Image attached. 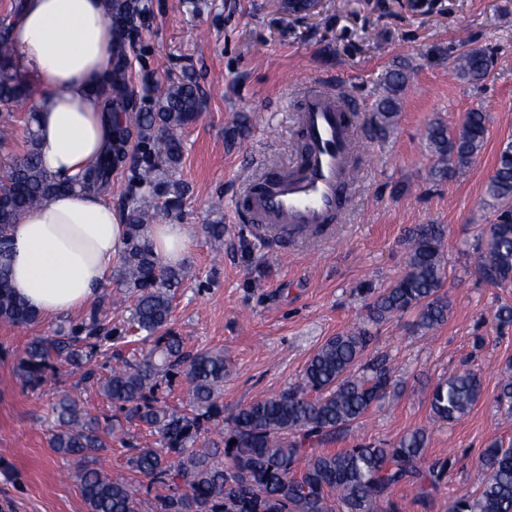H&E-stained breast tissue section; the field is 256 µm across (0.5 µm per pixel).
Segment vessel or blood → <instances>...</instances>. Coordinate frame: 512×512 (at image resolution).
Segmentation results:
<instances>
[{
    "label": "vessel or blood",
    "mask_w": 512,
    "mask_h": 512,
    "mask_svg": "<svg viewBox=\"0 0 512 512\" xmlns=\"http://www.w3.org/2000/svg\"><path fill=\"white\" fill-rule=\"evenodd\" d=\"M351 103L313 89L297 113L303 150L294 166L261 171L235 205L239 222L285 237L312 231L342 217L359 168Z\"/></svg>",
    "instance_id": "1"
}]
</instances>
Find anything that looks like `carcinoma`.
Instances as JSON below:
<instances>
[{"label": "carcinoma", "instance_id": "carcinoma-1", "mask_svg": "<svg viewBox=\"0 0 512 512\" xmlns=\"http://www.w3.org/2000/svg\"><path fill=\"white\" fill-rule=\"evenodd\" d=\"M456 67L463 78L479 81L488 73L489 59L485 52L469 49L456 58ZM407 79L403 69L387 76L385 94L367 120L373 135L384 134L396 121L398 94ZM126 85L120 60L109 78L108 111H134ZM28 92L15 70L8 33L0 32V101H19ZM200 107L197 86L182 80L159 86L155 111L135 117L142 142L160 136L165 144L161 154L143 149L134 169V178L146 190L132 199L119 273L136 295L130 332L137 334V342L149 345L148 350L109 364L112 324L95 306L53 336L32 337L16 364L24 386L32 390L51 374L78 372L125 413V421L103 426L66 392L51 405V448L76 464L74 477L87 512H141V494L153 488L159 493L150 504L151 512H376L378 501L403 481H411L421 496L438 491L448 463L437 462L427 472L420 471L428 442L423 428L381 446L336 451L326 445L394 392L388 358L363 362L373 340L371 327L407 312L416 313L421 332L448 320L450 304L442 292L447 279L444 226L417 224L408 229L403 275L386 288L368 289L362 322L329 337L308 361L298 385L242 406L226 419L224 351L187 352L182 339L169 329L182 273L162 265L146 235L159 210L158 172L179 164V131L197 118ZM27 122V149L6 165L0 180V257L6 251L8 229L26 210L61 189L108 185L112 172L128 158L130 133L119 122L112 143L82 180L52 178L42 169L37 153V113H29ZM486 133V114L479 111L466 113L452 131L440 121L432 123L428 140L433 179L446 180L472 164ZM486 194L496 216L478 244L477 271L488 284L506 288L512 285V141L500 148ZM35 321V314L13 295L8 265L0 260V322L23 326ZM170 375L186 380L187 412L157 398L159 380ZM481 395L475 372L452 374L434 386L429 401L432 418L441 423L457 421ZM132 424L150 429L159 437V447L133 445ZM114 439L129 453L116 472L108 474L93 463ZM481 465L485 479L479 491L455 498L446 512H512V444L491 443Z\"/></svg>", "mask_w": 512, "mask_h": 512}]
</instances>
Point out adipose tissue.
Wrapping results in <instances>:
<instances>
[{"mask_svg": "<svg viewBox=\"0 0 512 512\" xmlns=\"http://www.w3.org/2000/svg\"><path fill=\"white\" fill-rule=\"evenodd\" d=\"M110 10L111 0H24L11 23L19 78L45 89L36 102L37 139L51 176L82 177L112 139L115 116L100 94L121 45ZM104 196L101 189L60 193L11 226L10 284L37 315L88 308L108 283L127 227ZM146 234L164 264L184 261L185 225L152 224Z\"/></svg>", "mask_w": 512, "mask_h": 512, "instance_id": "adipose-tissue-1", "label": "adipose tissue"}]
</instances>
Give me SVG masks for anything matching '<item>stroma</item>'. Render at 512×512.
Segmentation results:
<instances>
[{
	"label": "stroma",
	"instance_id": "1",
	"mask_svg": "<svg viewBox=\"0 0 512 512\" xmlns=\"http://www.w3.org/2000/svg\"><path fill=\"white\" fill-rule=\"evenodd\" d=\"M139 5L126 39L137 111L154 110L158 82L189 76L202 90L196 120L180 132L181 161L166 174L182 194L156 221L190 229L170 328L188 351L223 350L225 414L296 385L327 338L361 321L364 288L387 287L403 274L406 230L440 224L447 230L448 319L424 334L411 313L373 328L365 357L389 358L397 393L350 425L336 446L379 445L423 428L427 461L449 460L433 496L402 484L380 512H442L451 499L475 493L484 448L512 440V416L496 402L501 379L512 375V322L495 317L501 305L512 306V287L487 284L471 258L494 217L486 188L497 155L512 141V0H323L313 12L293 0ZM466 46L491 61L476 83L452 65ZM402 61L411 77L398 121L382 139L358 129L363 161L352 206L333 234L268 240L238 223L235 199L247 181L265 167L295 163L296 111L310 80L332 81L363 120L385 72ZM34 105L0 103V165L25 152V117ZM472 109L488 116L480 157L447 181L432 180L429 123L453 128ZM207 224L223 225V241L207 237ZM96 301L111 310L113 332L121 334L135 302L131 290L113 276ZM68 322H0V512H87L70 462L49 446L50 406L65 391L99 419L116 408L76 374L34 391L16 375L27 341ZM461 368L480 375L482 396L459 421L435 422L431 391Z\"/></svg>",
	"mask_w": 512,
	"mask_h": 512
}]
</instances>
